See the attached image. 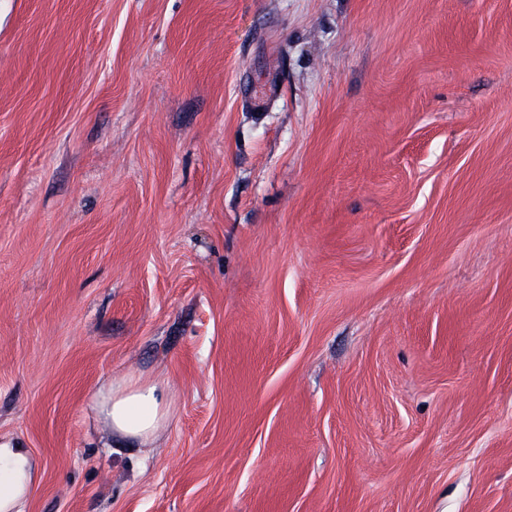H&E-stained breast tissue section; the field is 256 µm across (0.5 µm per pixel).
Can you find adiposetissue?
<instances>
[{
	"label": "adipose tissue",
	"mask_w": 512,
	"mask_h": 512,
	"mask_svg": "<svg viewBox=\"0 0 512 512\" xmlns=\"http://www.w3.org/2000/svg\"><path fill=\"white\" fill-rule=\"evenodd\" d=\"M94 405L121 439L151 444L169 422L170 403L159 384L148 377L126 375L102 388ZM35 479V466L18 443L0 442V512H20Z\"/></svg>",
	"instance_id": "obj_1"
}]
</instances>
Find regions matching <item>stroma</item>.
Listing matches in <instances>:
<instances>
[{
	"label": "stroma",
	"instance_id": "stroma-1",
	"mask_svg": "<svg viewBox=\"0 0 512 512\" xmlns=\"http://www.w3.org/2000/svg\"><path fill=\"white\" fill-rule=\"evenodd\" d=\"M5 440L23 512H512V0H0ZM94 405L112 429V436L151 444L169 422L170 403L159 384L143 376L126 375L102 388ZM34 479V463L22 445L0 442V511L21 512Z\"/></svg>",
	"mask_w": 512,
	"mask_h": 512
}]
</instances>
